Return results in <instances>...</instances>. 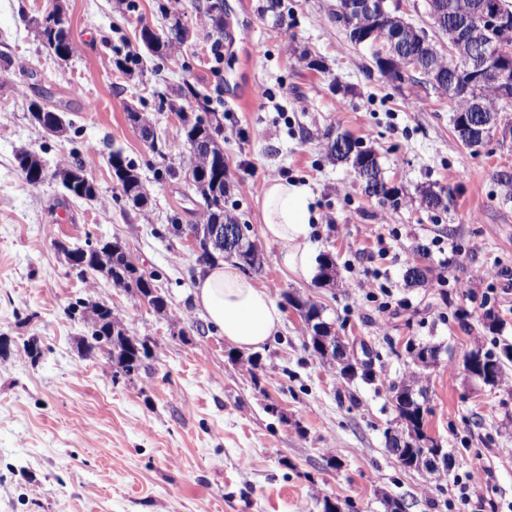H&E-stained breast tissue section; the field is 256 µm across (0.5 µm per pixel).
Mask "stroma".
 <instances>
[{
  "mask_svg": "<svg viewBox=\"0 0 512 512\" xmlns=\"http://www.w3.org/2000/svg\"><path fill=\"white\" fill-rule=\"evenodd\" d=\"M0 0V512H512V363L492 388L469 380L457 356L474 345H512V142L480 151L462 144L447 95L407 71L393 81L374 67L332 17L336 0H224L215 35L206 0H169L189 36L178 56H145L132 73L117 53H141V24L164 28L156 0ZM62 5L72 52L57 58L32 19ZM250 26V43L240 29ZM192 84L224 116L231 182L224 207L248 227L261 265L252 276L274 298L282 327L263 351L236 353L191 296L200 268L183 226L202 221L203 202L184 178L186 157L159 156L127 119L144 113L159 137H181V120L160 95ZM63 113L67 138L29 119L31 100ZM374 150L397 202L368 197L350 165L329 159L327 132ZM95 146V162L86 149ZM133 162L147 191L137 208L123 196L113 151ZM31 151L50 172L30 184L16 156ZM84 161L98 195H64L51 172ZM177 177H169L168 169ZM309 184L314 240L336 263L321 286L286 273L277 245L260 234L267 180ZM450 193L432 209L420 192ZM119 241L168 303L155 314L104 277L86 282L54 240ZM453 251L448 266L440 249ZM429 268L408 284V266ZM379 271L387 304L356 287ZM468 292H461L460 283ZM315 303L368 376L348 378L314 353L287 294ZM112 309L152 354L132 378L113 381L104 354L85 353L76 300ZM498 327L489 330L485 313ZM437 348L422 387L425 430L448 453V471L403 468L386 435L403 424L390 388L413 369L410 344ZM483 483L481 502H462L457 477Z\"/></svg>",
  "mask_w": 512,
  "mask_h": 512,
  "instance_id": "35a3bbf8",
  "label": "stroma"
}]
</instances>
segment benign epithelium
Wrapping results in <instances>:
<instances>
[{
	"mask_svg": "<svg viewBox=\"0 0 512 512\" xmlns=\"http://www.w3.org/2000/svg\"><path fill=\"white\" fill-rule=\"evenodd\" d=\"M337 17L349 30L356 44L374 49L377 67L385 73H403L405 70L426 71L436 86L448 85L455 98L469 103L466 110L454 114V125L466 140L487 142L496 132L503 139L512 138V123L503 122L500 114L512 105V30L505 24L502 8L494 0H478L464 13L438 4L435 15L448 13V70L429 66L422 68L421 58L413 54L401 57L398 43L402 35L397 30L386 32L372 21L362 22L367 16L387 14L384 0H337ZM491 86L497 95L495 109H488L483 101L471 96L476 86Z\"/></svg>",
	"mask_w": 512,
	"mask_h": 512,
	"instance_id": "obj_1",
	"label": "benign epithelium"
}]
</instances>
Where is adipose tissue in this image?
<instances>
[{
  "label": "adipose tissue",
  "mask_w": 512,
  "mask_h": 512,
  "mask_svg": "<svg viewBox=\"0 0 512 512\" xmlns=\"http://www.w3.org/2000/svg\"><path fill=\"white\" fill-rule=\"evenodd\" d=\"M312 190L308 184L269 180L263 191V238L279 248L286 271L311 281L322 274V261L312 239ZM193 302L236 351L252 353L277 336L282 311L252 278L229 263L205 267L193 289Z\"/></svg>",
  "instance_id": "ef3b65f1"
}]
</instances>
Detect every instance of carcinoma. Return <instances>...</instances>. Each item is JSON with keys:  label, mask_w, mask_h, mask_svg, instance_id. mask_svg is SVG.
<instances>
[{"label": "carcinoma", "mask_w": 512, "mask_h": 512, "mask_svg": "<svg viewBox=\"0 0 512 512\" xmlns=\"http://www.w3.org/2000/svg\"><path fill=\"white\" fill-rule=\"evenodd\" d=\"M388 18L387 25L406 31L404 53H419L425 57V64H436L437 49L434 38L426 34V29H417L406 22L400 15L399 0H386ZM207 16L213 31L220 34L224 31V0H208L206 7ZM32 24L42 42L60 59L70 56L71 43L68 31L60 10L56 9L41 18L32 20ZM141 40L154 56L168 59L174 56L185 42L188 32L180 18L174 17L167 26V33L163 40H153L152 35L145 29L140 31ZM177 96L180 98H192L202 114L197 115L187 112L181 106L169 103L170 108L177 112L183 128V136L180 140L167 142L165 146L171 153H184L190 149L197 152L198 157L208 160L210 169L204 172L197 165L187 169L189 186L203 200L204 218L202 224L190 225V231L199 237L200 253L198 260L205 264L215 262L220 258L232 259L235 264L249 267L253 270L260 266V254L256 245L246 237L242 225L231 212L224 209V197L230 192V184L227 176V166L224 163V138L219 117L208 118L204 113L208 112L209 97L195 89L190 84L179 88ZM40 111L46 113L44 129L57 137L66 136L72 123L69 121H57L54 111L45 107ZM19 168L25 173L26 179L32 184H39L46 178L45 166L40 157L30 151H25L17 156ZM111 166L116 180L121 186L123 195L134 205H142L146 201L144 187L135 167L125 161L119 152L112 153ZM365 180L366 191L379 201H390L398 204L395 195L386 190L387 183L381 177L379 167H373L370 173H359ZM213 224H231L243 238L246 250L235 253L224 247L221 241L207 237L204 229ZM61 253L65 257L72 255L88 256V260L78 270L79 277L85 279L89 274L99 273L112 282L116 288L133 291L138 298H146L151 302V308L158 315L167 312V302L161 295H149L152 286V278L136 274L134 264L129 260L124 246L118 242H112L110 247H101L92 241L83 246L64 248ZM288 303L295 307L301 314L307 329L313 351L319 355H325V348H331L332 362L340 366L343 376H353L357 372L355 364L345 357L342 340L332 332V327L321 318L319 308L309 302L302 301L294 296H287ZM69 313L83 321L86 328V336L83 343L85 351L96 352L102 344H108L112 349V356L107 359L112 370V380L120 377L129 378L135 375L141 368L143 360L150 357L152 350L147 341L134 337L128 333L124 325L112 317L111 312L95 310L86 306L83 301L77 302L69 310ZM409 353L415 366L421 370L430 367L437 357V349L430 345H415L409 347ZM474 359L481 360L484 365L496 371L500 380H505V360L512 359V346L504 345L503 355L485 351L482 347H471L462 350L458 356V366L466 368ZM392 401L402 420L403 429L387 437L389 450L398 458L405 468L425 469L426 454L435 451L437 444H427L429 438L423 433L425 414L428 407L419 401L423 396L421 390L414 388V381L402 382L392 387Z\"/></svg>", "instance_id": "obj_1"}]
</instances>
